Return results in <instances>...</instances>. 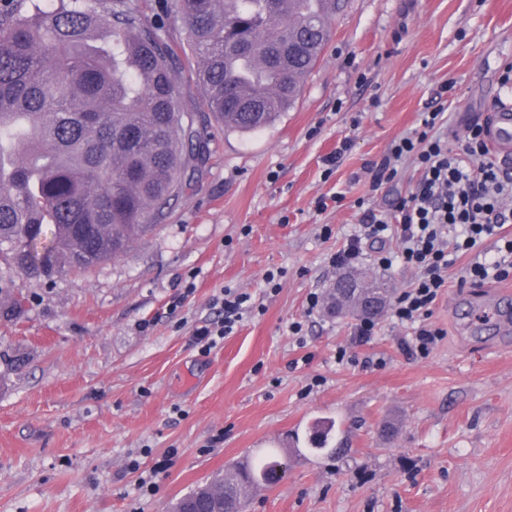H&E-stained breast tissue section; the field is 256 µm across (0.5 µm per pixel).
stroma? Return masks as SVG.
Segmentation results:
<instances>
[{
    "label": "stroma",
    "instance_id": "obj_1",
    "mask_svg": "<svg viewBox=\"0 0 512 512\" xmlns=\"http://www.w3.org/2000/svg\"><path fill=\"white\" fill-rule=\"evenodd\" d=\"M140 2L165 23L207 156L157 226L91 270L29 277L0 259V512H169L272 449L285 476L252 493L248 512H512V330L478 329L512 281L470 287L469 257L456 260L431 318L446 334L425 358L389 315L355 345V319L307 303L339 274L328 259L358 221L355 200L383 206L415 181L409 165L398 184L372 186L370 165L440 86L454 83L449 146L468 115L492 111L512 62V0H343L295 105L253 134L224 131L194 88L172 0ZM352 272L391 298L414 280L369 254ZM228 288L255 309L202 351L192 334ZM318 419L335 423L336 459L308 449Z\"/></svg>",
    "mask_w": 512,
    "mask_h": 512
}]
</instances>
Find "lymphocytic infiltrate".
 I'll list each match as a JSON object with an SVG mask.
<instances>
[{"label":"lymphocytic infiltrate","mask_w":512,"mask_h":512,"mask_svg":"<svg viewBox=\"0 0 512 512\" xmlns=\"http://www.w3.org/2000/svg\"><path fill=\"white\" fill-rule=\"evenodd\" d=\"M445 121L444 108L423 112L414 133L390 143L373 166L374 185L399 180L408 163L418 172L415 184L387 208L360 206L353 233L330 258L334 267H350L373 243L380 268L399 264L415 271L389 312L395 324L411 330V350L423 358L445 335L431 322L432 307L447 288L456 259L498 237L496 253L469 264L465 278L476 285L512 279V237L501 233L512 223V170L488 161L486 129L478 122L467 124L458 149H450L440 132ZM389 240L396 241V250L385 249ZM252 309L249 293L225 289L220 318L195 330L196 343L206 351L216 347Z\"/></svg>","instance_id":"1"}]
</instances>
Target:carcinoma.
Listing matches in <instances>:
<instances>
[{"mask_svg":"<svg viewBox=\"0 0 512 512\" xmlns=\"http://www.w3.org/2000/svg\"><path fill=\"white\" fill-rule=\"evenodd\" d=\"M338 0H176L194 85L226 131L290 109L332 36ZM175 52L139 0L0 4V253L24 273L85 271L123 252L191 185L207 127L181 106ZM334 424L311 451L329 457ZM282 466L269 454L198 487L208 512H245Z\"/></svg>","mask_w":512,"mask_h":512,"instance_id":"carcinoma-1","label":"carcinoma"}]
</instances>
